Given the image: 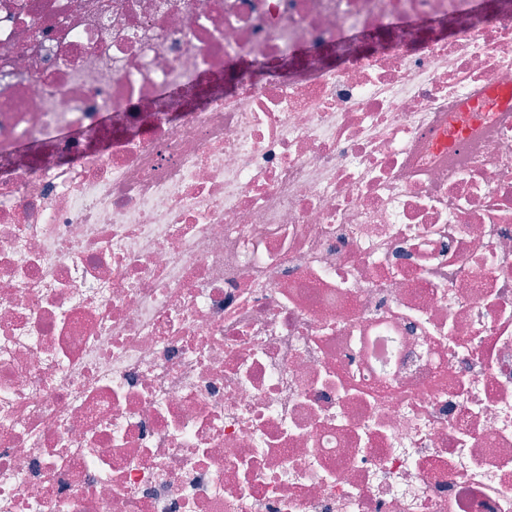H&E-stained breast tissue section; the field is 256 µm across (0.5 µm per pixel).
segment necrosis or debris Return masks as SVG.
<instances>
[{
  "mask_svg": "<svg viewBox=\"0 0 512 512\" xmlns=\"http://www.w3.org/2000/svg\"><path fill=\"white\" fill-rule=\"evenodd\" d=\"M512 0H0V512H512Z\"/></svg>",
  "mask_w": 512,
  "mask_h": 512,
  "instance_id": "1",
  "label": "necrosis or debris"
}]
</instances>
